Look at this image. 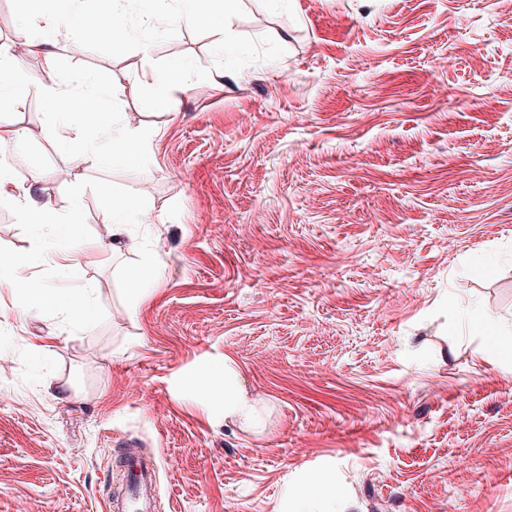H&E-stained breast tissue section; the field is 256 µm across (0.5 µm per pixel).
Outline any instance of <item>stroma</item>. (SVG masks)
Here are the masks:
<instances>
[{"mask_svg":"<svg viewBox=\"0 0 512 512\" xmlns=\"http://www.w3.org/2000/svg\"><path fill=\"white\" fill-rule=\"evenodd\" d=\"M155 7L116 0L126 44L88 38L102 0L63 29L60 86L109 91L85 145H58L71 117L44 97L0 110L28 135L0 164L57 218L37 236L0 199V255L77 223L75 270L28 276L96 311L0 288V512H106L127 448L156 512H512V363L466 324H512V0ZM31 8L0 0V45L37 38ZM183 60L196 78L159 103L139 71ZM116 198L151 207L122 239L100 234ZM227 357L259 428L188 388Z\"/></svg>","mask_w":512,"mask_h":512,"instance_id":"stroma-1","label":"stroma"}]
</instances>
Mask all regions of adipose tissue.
<instances>
[{
	"label": "adipose tissue",
	"instance_id": "1",
	"mask_svg": "<svg viewBox=\"0 0 512 512\" xmlns=\"http://www.w3.org/2000/svg\"><path fill=\"white\" fill-rule=\"evenodd\" d=\"M28 50L41 54L45 78L43 81L33 82L12 76V59L8 51L0 49V107L13 109L23 105L31 95H44L55 102L59 111L78 116L77 123L59 128L57 138L60 144L69 146L83 140L87 128L102 124V112L94 101L93 92H71L59 88L52 80L56 66L55 52L42 48L41 44L35 42L29 43ZM31 194V188L16 184L9 172L0 168V197L11 199L20 205L25 223L37 229L54 223V213L47 207L37 205ZM28 267L26 261L0 257V284L5 283L19 290L28 307L39 308L53 302L61 305L74 321L82 323L92 317L89 300L81 290L73 289L51 297L30 288L25 275ZM194 390L197 397L218 400L225 419L245 427L260 425V401L245 389L233 361L227 360L200 368L195 378Z\"/></svg>",
	"mask_w": 512,
	"mask_h": 512
}]
</instances>
